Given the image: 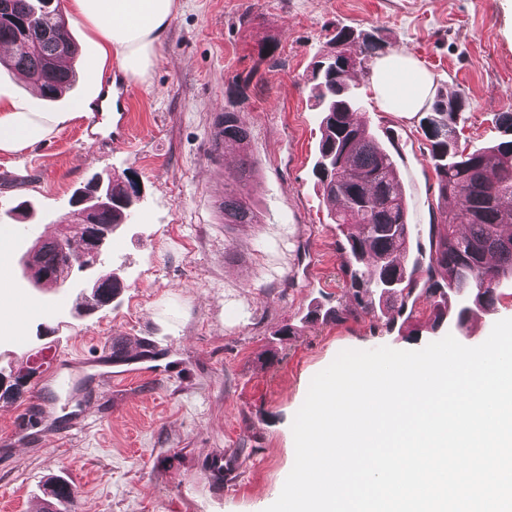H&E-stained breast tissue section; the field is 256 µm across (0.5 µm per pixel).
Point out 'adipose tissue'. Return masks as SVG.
Listing matches in <instances>:
<instances>
[{
  "mask_svg": "<svg viewBox=\"0 0 512 512\" xmlns=\"http://www.w3.org/2000/svg\"><path fill=\"white\" fill-rule=\"evenodd\" d=\"M68 7L100 39L95 72L116 58L131 78L147 81L158 63L156 45L172 21L174 0H69ZM370 80L388 112L419 111L430 86L427 71L402 53L375 59ZM64 121L58 113L33 112L0 98V154H16L49 139Z\"/></svg>",
  "mask_w": 512,
  "mask_h": 512,
  "instance_id": "ef3b65f1",
  "label": "adipose tissue"
}]
</instances>
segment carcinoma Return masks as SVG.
Masks as SVG:
<instances>
[{"instance_id": "cac0c4a2", "label": "carcinoma", "mask_w": 512, "mask_h": 512, "mask_svg": "<svg viewBox=\"0 0 512 512\" xmlns=\"http://www.w3.org/2000/svg\"><path fill=\"white\" fill-rule=\"evenodd\" d=\"M18 52L0 57V65L40 85L52 100L75 81L69 67L57 65L72 58L78 46L56 0H0V44ZM373 34L336 29L328 50L311 67L315 107L321 112L320 131L312 167L323 196L334 205V223L355 224L341 248L349 254L344 270L348 293L363 314L375 310V299L386 301L400 314L406 299L422 284L419 296L429 304L426 327L432 331L451 320L459 330L468 321L496 309L498 277H512V113L497 118L501 138L470 152L458 148V127L467 111L460 96L436 93L420 127L429 142V159L439 197L455 200L442 214L443 226L431 238L428 260L410 257L412 230L404 187L392 155L379 147L366 122L355 118L361 99L348 83L349 74L365 59L384 51ZM224 141L240 148V156L224 189V223L254 224L257 214L243 190L255 175L256 162L248 151L249 131L238 112L224 113ZM131 185L112 181V208L97 213L99 224H121L137 195ZM66 253L56 240H46L32 257L36 273L65 268ZM121 292L105 278L90 292L86 306L101 307ZM314 317L342 324L354 313L341 306ZM51 510L71 506L76 491L58 477L48 483Z\"/></svg>"}]
</instances>
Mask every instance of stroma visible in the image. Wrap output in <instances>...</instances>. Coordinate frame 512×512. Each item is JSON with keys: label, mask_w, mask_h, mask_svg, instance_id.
<instances>
[{"label": "stroma", "mask_w": 512, "mask_h": 512, "mask_svg": "<svg viewBox=\"0 0 512 512\" xmlns=\"http://www.w3.org/2000/svg\"><path fill=\"white\" fill-rule=\"evenodd\" d=\"M80 52L74 85L54 101L0 70V95L35 112L68 119L50 139L0 155V314L11 300L67 298L55 317L22 326L28 348L0 337V369L19 371L58 344L75 358L102 351L111 333L159 344L153 371L89 386L85 424L65 439L43 431L36 403L0 398V512H29L49 477L77 489L76 512H265L295 461L291 424L312 378L345 349L417 350L448 327H421L414 303L406 330L387 331L383 311L343 324L311 319L315 307L348 305L343 235L312 175L319 114L308 79L315 58L341 26L384 40L386 54L407 53L429 72L431 87L470 104L458 142L472 148L499 136L496 118L512 113V0H177L147 81L132 93L130 146L84 143L79 127L98 109L97 88L119 63L96 74L97 42L69 18ZM380 146L404 184L412 250L429 247L446 201L438 196L428 142L417 112H384L362 72L351 73ZM238 112L250 133L258 173L247 202L254 224H228L215 208L224 170L211 141L215 113ZM133 181L139 198L116 233L97 275L124 282L108 306L76 318L78 288H35L21 260L54 235L73 193L93 177ZM26 219L11 220L20 202ZM58 331L39 338L41 326ZM290 325L295 335L280 337ZM223 479L212 476L216 466Z\"/></svg>", "instance_id": "obj_1"}]
</instances>
